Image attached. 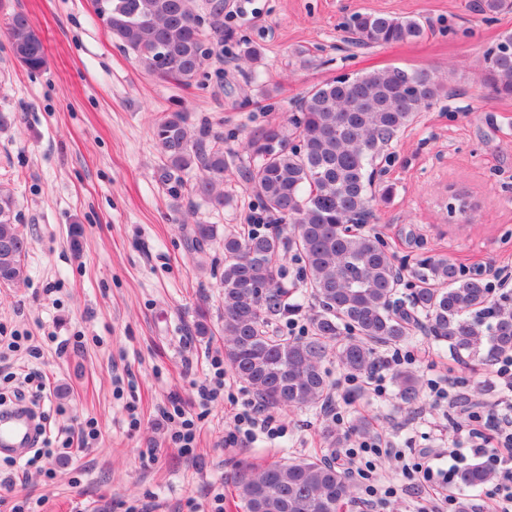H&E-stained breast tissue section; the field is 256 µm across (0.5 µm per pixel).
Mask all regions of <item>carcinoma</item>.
<instances>
[{
	"label": "carcinoma",
	"mask_w": 512,
	"mask_h": 512,
	"mask_svg": "<svg viewBox=\"0 0 512 512\" xmlns=\"http://www.w3.org/2000/svg\"><path fill=\"white\" fill-rule=\"evenodd\" d=\"M95 15L112 36L131 50L149 73L180 85L202 70L209 48L196 0H92ZM6 30L16 58L31 71L41 69L45 48L24 13L8 17ZM358 47L418 39L414 18L357 13L347 27ZM512 32L485 51V83L512 96ZM443 85L426 70L400 67L342 76L312 86L289 118L297 141L270 126L247 138L254 167L245 171L262 210L280 219L272 230L249 235L224 233V361L265 407L322 409L332 395L325 362L329 357L348 373L362 376L379 366L378 348L399 345L424 331L458 356L490 362L512 352V299L492 297L482 278L466 276L448 257L421 263L420 285L407 302L396 298L400 268L373 231L351 232L367 224L372 202L393 188H376L377 159L398 134L414 124L436 100ZM164 159V177L198 168L191 193L216 207L224 194L228 161L223 140L206 127L192 132L184 113L170 112L154 125ZM217 235L214 224H193L187 244L196 253ZM27 238L13 224V199L0 193V283L24 280ZM295 252L301 266L288 284L283 253ZM313 302L308 334L292 337L279 323L298 305L288 302L296 285ZM400 401L419 395V379L399 368L393 375ZM495 481L481 463L460 471L457 484L479 489ZM350 477L327 459L301 458L241 471L237 496L241 512H340L354 497Z\"/></svg>",
	"instance_id": "carcinoma-1"
}]
</instances>
